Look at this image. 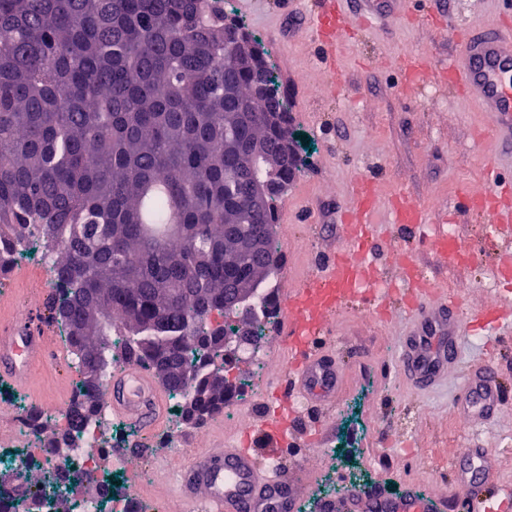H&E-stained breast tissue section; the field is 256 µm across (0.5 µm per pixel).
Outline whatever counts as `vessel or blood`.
<instances>
[{
    "mask_svg": "<svg viewBox=\"0 0 512 512\" xmlns=\"http://www.w3.org/2000/svg\"><path fill=\"white\" fill-rule=\"evenodd\" d=\"M355 11L370 21L392 18L394 0H353ZM326 26L331 40L343 36L348 15L338 0H324L316 17ZM453 53L448 61V77L462 84L466 95L490 119L496 158L512 161V21L500 16L493 23L471 27L452 38ZM375 181H358L353 203L345 220L351 234V252L325 256L315 281L284 289L286 307L281 334L288 348L292 372L290 380L279 383L282 395H291V383H299L303 394L334 402L338 387L336 360L327 351L313 347L314 337L325 334L328 322L343 300L349 297L365 303L379 301L367 284L377 276L375 260ZM469 209L492 215L495 224L512 226V195L487 192L466 197ZM393 219L408 235L431 238L441 256H448V227L430 223L420 203L399 196ZM402 280L413 304L411 329L405 335L401 367L413 390L438 386L457 360L464 334L457 307L451 302L429 306L425 292L428 280L416 262L407 261ZM56 342L49 327L29 317L13 314L0 323V377L11 381L31 378L35 368L54 351ZM463 388L474 407L492 409L502 399V390L485 365L467 369ZM111 413L137 424L145 434L157 432L163 423L164 394L138 364L114 372L106 393ZM481 474L488 493L477 492L474 474ZM317 479L315 470L297 463L289 474L262 462L251 450L239 445L212 450L196 456L183 470L179 492L185 498L200 495V512H299V491ZM467 507L469 512H507L512 491L495 480L492 455L483 448H471L457 457L444 495L409 491L399 495L377 489L346 490L320 503V512H447L449 502Z\"/></svg>",
    "mask_w": 512,
    "mask_h": 512,
    "instance_id": "vessel-or-blood-1",
    "label": "vessel or blood"
}]
</instances>
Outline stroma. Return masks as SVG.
I'll return each instance as SVG.
<instances>
[{"label": "stroma", "instance_id": "35a3bbf8", "mask_svg": "<svg viewBox=\"0 0 512 512\" xmlns=\"http://www.w3.org/2000/svg\"><path fill=\"white\" fill-rule=\"evenodd\" d=\"M231 7L291 93L293 127L308 147L305 170L279 205L290 222L275 226L280 267L269 278L274 293L292 281L313 279L324 254L348 248L349 228L340 216L352 203L353 184L370 178L378 185V224L389 225L391 197L402 188L425 207L432 223L452 215L450 232L478 252L476 264L458 266L440 257L428 240L384 237L378 263L385 280L397 281L412 258L430 276L435 295L453 294L470 316L512 304V288L483 285L501 251L512 247V238L486 228L484 217L460 206L463 190L492 188L486 172L493 154L479 144L490 133L488 120L475 102L439 77L452 52L449 30L488 23L498 12V0H396L391 21L342 38L330 63L311 32H280V0H264L252 12L241 0H232ZM415 57L425 69L410 86L402 65ZM317 85L326 86L324 96L312 95ZM17 270L24 281H5L14 291L15 307L32 313L35 321L51 323L47 268L22 262ZM387 305L380 313L352 301L336 312L326 342L336 353L341 392L332 405L299 399L292 405L296 430L278 449L280 467L288 469L298 460L319 473L316 484L300 492L303 512H318L319 501L331 490L447 493L450 464L462 448L491 450L499 483L512 489V331L468 335L461 343L464 364H488L504 390L496 412L482 417L457 408L452 390L458 369H449L445 391L410 390L398 358L411 311L396 297ZM280 330L279 318L267 323L263 363H255L248 346L240 347L233 372L246 385L221 413L206 419L204 429L177 423L173 410H166L159 433L128 448L120 485L143 486L149 499L192 512L175 478L158 466L167 453L176 450L193 459L237 436L239 423L247 420L250 446L267 455L269 384L288 376L291 368ZM68 360L65 354L51 358L22 386L0 378V447L15 441L7 425L14 406L45 408L72 399L74 372Z\"/></svg>", "mask_w": 512, "mask_h": 512}]
</instances>
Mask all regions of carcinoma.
I'll return each mask as SVG.
<instances>
[{
	"instance_id": "cac0c4a2",
	"label": "carcinoma",
	"mask_w": 512,
	"mask_h": 512,
	"mask_svg": "<svg viewBox=\"0 0 512 512\" xmlns=\"http://www.w3.org/2000/svg\"><path fill=\"white\" fill-rule=\"evenodd\" d=\"M224 0H0V277L43 249L72 355V442L109 443L97 397L144 365L178 416L224 409V337L265 336L267 272L235 241L276 222L301 172L280 144L288 97L253 108L263 57L235 60ZM254 284L250 311L224 291ZM94 336L96 341L88 342Z\"/></svg>"
}]
</instances>
